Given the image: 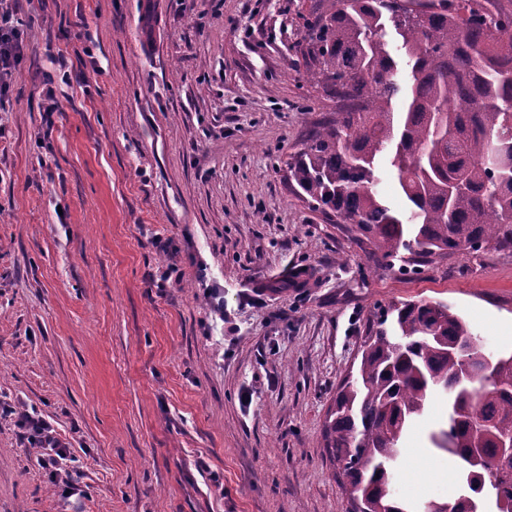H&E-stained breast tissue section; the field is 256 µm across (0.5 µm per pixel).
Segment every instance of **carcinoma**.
<instances>
[{
	"mask_svg": "<svg viewBox=\"0 0 512 512\" xmlns=\"http://www.w3.org/2000/svg\"><path fill=\"white\" fill-rule=\"evenodd\" d=\"M302 20L307 78L336 100V116L288 162L299 195L335 212L373 260L405 251L421 266L455 252L512 251V8L314 0ZM385 172L408 202L402 214L377 190ZM436 394L448 400V420L430 440L459 461V492L438 512H512V458L496 444L512 435V352H487L463 317L426 301L377 308L358 373L325 424L357 512H409L392 481L397 445Z\"/></svg>",
	"mask_w": 512,
	"mask_h": 512,
	"instance_id": "obj_1",
	"label": "carcinoma"
}]
</instances>
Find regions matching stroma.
<instances>
[{"instance_id": "obj_1", "label": "stroma", "mask_w": 512, "mask_h": 512, "mask_svg": "<svg viewBox=\"0 0 512 512\" xmlns=\"http://www.w3.org/2000/svg\"><path fill=\"white\" fill-rule=\"evenodd\" d=\"M311 2L15 0L0 403L52 424L76 487L54 488L0 413V512H352L323 432L375 308L445 302L512 350V253L411 274L289 182L336 108L295 48ZM447 417L434 396L400 443L422 451L395 467L415 512L455 488L429 442Z\"/></svg>"}]
</instances>
